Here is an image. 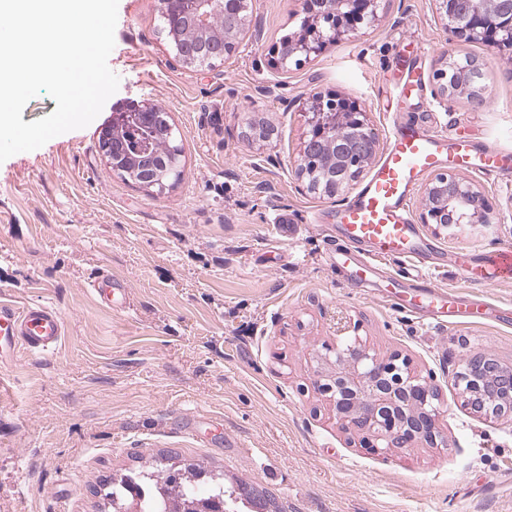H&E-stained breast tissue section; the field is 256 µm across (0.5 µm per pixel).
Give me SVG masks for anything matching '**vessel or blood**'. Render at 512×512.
<instances>
[{
	"instance_id": "obj_1",
	"label": "vessel or blood",
	"mask_w": 512,
	"mask_h": 512,
	"mask_svg": "<svg viewBox=\"0 0 512 512\" xmlns=\"http://www.w3.org/2000/svg\"><path fill=\"white\" fill-rule=\"evenodd\" d=\"M471 169L497 179L512 177V154L494 151L467 140H448L412 123L395 124L389 145L364 186L333 213L335 235L327 239L337 269L361 283L376 274L375 260L407 262L408 300H396L398 309L433 325L457 322L512 321V306H490L474 295L440 288L412 276V269L428 264L430 248L414 223L410 197L421 178L440 167ZM463 278L475 286L512 281V248L499 247L482 258L461 255ZM105 308H125L129 299L120 278L104 271L89 284ZM64 335V321L51 306H17L0 300V364H8L19 349L47 354Z\"/></svg>"
}]
</instances>
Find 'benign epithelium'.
Returning <instances> with one entry per match:
<instances>
[{
  "label": "benign epithelium",
  "mask_w": 512,
  "mask_h": 512,
  "mask_svg": "<svg viewBox=\"0 0 512 512\" xmlns=\"http://www.w3.org/2000/svg\"><path fill=\"white\" fill-rule=\"evenodd\" d=\"M447 31L457 38L480 39L499 49L512 51V0H435ZM178 17L190 21L204 13L217 22L216 34H198L173 38L176 55L186 64L197 60L224 59L232 51L228 36L241 29L246 21L248 0H175ZM329 19L336 33L356 36L365 18L377 15V0H333ZM322 14L312 18L303 34L288 45V50L274 49L279 64L294 55L306 59L320 53L327 38L321 28ZM485 67L474 58L464 64L448 59L439 71V92L443 96L465 95L477 104L487 100L484 86L474 84L473 75ZM311 124L310 137L303 146L295 169L299 180L314 194L336 197L349 191L372 158L376 139L366 113L349 103L339 93L315 95L306 102ZM126 121L117 113L112 123L98 133L100 152L106 164L126 179L131 170L112 155V138ZM356 130L355 138L345 130ZM334 147V171L323 183L310 180L305 167L307 155ZM138 176L134 183L151 189H164L170 180H178L182 149L172 142L155 153L152 160L141 163L132 159ZM421 219L441 229L449 224H491L495 215L481 193L465 180L438 174L425 188ZM317 356L315 384L325 397L341 428L351 434L373 438L384 448H410L425 442L433 447L447 443L437 427L441 413L440 389L413 371L410 360L399 352L378 357L359 340L345 346H324ZM455 382L462 404L471 412L499 421L512 422V366L501 363L490 353L463 358Z\"/></svg>",
  "instance_id": "obj_1"
}]
</instances>
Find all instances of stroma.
Instances as JSON below:
<instances>
[{"instance_id":"1","label":"stroma","mask_w":512,"mask_h":512,"mask_svg":"<svg viewBox=\"0 0 512 512\" xmlns=\"http://www.w3.org/2000/svg\"><path fill=\"white\" fill-rule=\"evenodd\" d=\"M157 14L158 0H119L117 91L87 127L0 163V298L48 304L65 324L53 353L21 349L0 369V512H109L112 481L190 463L273 495L280 512H512V424L471 413L455 385L463 354L512 364V325L435 327L392 308L380 295L398 261L369 288L338 276L323 226L343 199L308 192L294 171L300 99L336 89L380 147L399 119L512 152V60L448 35L435 0H379L358 36L286 67L269 49L300 32L302 0H251L232 53L209 67L177 59ZM444 56L485 61L484 105L439 95ZM411 71L415 94L397 98ZM130 106L168 113L174 186L142 188L102 159L99 129ZM255 118L267 139L249 135ZM459 176L496 223L421 231L432 283L463 290L459 253L512 247V182ZM105 268L126 281L128 308L90 292ZM356 336L434 377L447 447L349 441L314 389V357Z\"/></svg>"}]
</instances>
